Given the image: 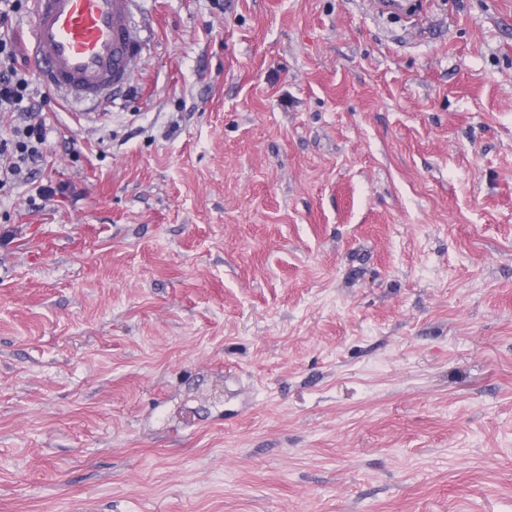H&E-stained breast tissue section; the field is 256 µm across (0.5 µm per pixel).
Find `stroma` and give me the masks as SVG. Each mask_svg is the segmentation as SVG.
Wrapping results in <instances>:
<instances>
[{"mask_svg": "<svg viewBox=\"0 0 512 512\" xmlns=\"http://www.w3.org/2000/svg\"><path fill=\"white\" fill-rule=\"evenodd\" d=\"M422 2L137 0L35 99L0 512H512V0Z\"/></svg>", "mask_w": 512, "mask_h": 512, "instance_id": "obj_1", "label": "stroma"}]
</instances>
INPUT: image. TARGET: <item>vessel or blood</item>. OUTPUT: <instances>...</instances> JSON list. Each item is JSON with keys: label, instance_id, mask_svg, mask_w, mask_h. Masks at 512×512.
Listing matches in <instances>:
<instances>
[{"label": "vessel or blood", "instance_id": "b4317fda", "mask_svg": "<svg viewBox=\"0 0 512 512\" xmlns=\"http://www.w3.org/2000/svg\"><path fill=\"white\" fill-rule=\"evenodd\" d=\"M31 63L63 101L101 105L143 51L134 0H32Z\"/></svg>", "mask_w": 512, "mask_h": 512}]
</instances>
